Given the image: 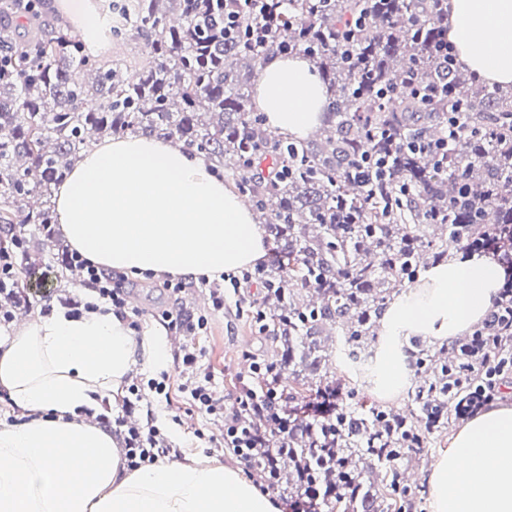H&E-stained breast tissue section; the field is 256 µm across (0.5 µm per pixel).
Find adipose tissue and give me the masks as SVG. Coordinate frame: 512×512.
I'll return each mask as SVG.
<instances>
[{
  "label": "adipose tissue",
  "instance_id": "obj_1",
  "mask_svg": "<svg viewBox=\"0 0 512 512\" xmlns=\"http://www.w3.org/2000/svg\"><path fill=\"white\" fill-rule=\"evenodd\" d=\"M461 65L512 86V0H448ZM325 88L309 60L265 57L256 103L295 138L320 124ZM59 231L98 268L215 278L261 261L266 240L250 206L195 152L156 137L118 138L83 153L56 194ZM499 263L459 257L431 266L382 317L384 345L404 336L448 343L487 315ZM35 315L0 338V392L26 413L0 427V512H277L236 470L198 456L129 470L112 432L81 417L114 401L136 369L168 366L169 336L132 335L109 304ZM432 512H512V402L465 422L428 480Z\"/></svg>",
  "mask_w": 512,
  "mask_h": 512
}]
</instances>
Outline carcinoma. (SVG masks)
Listing matches in <instances>:
<instances>
[{
  "label": "carcinoma",
  "instance_id": "1",
  "mask_svg": "<svg viewBox=\"0 0 512 512\" xmlns=\"http://www.w3.org/2000/svg\"><path fill=\"white\" fill-rule=\"evenodd\" d=\"M109 5L125 23L98 36L142 42L149 62L134 75L90 53L42 0H0V15L29 24L23 40L0 26V251L13 255L15 282L3 301L29 304L17 285L36 265L26 226L54 241V192L92 138L184 143L230 171L278 249L280 262L261 274L269 291L259 308L272 358L293 383L280 403L337 404L285 434L244 415L267 444L249 451L250 467L283 495L317 498L318 512H411L420 486L403 484L405 462L448 430L477 387L512 374L509 340L498 345V369L462 383L463 365L500 334L495 323L450 347L407 337L414 380L401 409L347 402L354 390L328 379L333 336L349 358L376 352L387 304L420 271L496 231L512 234V87L448 76L464 101L463 134L425 153L417 145L443 135L453 99L403 92L385 102L377 90L410 73L438 81L433 48L447 14L437 0H284L269 24L255 0ZM361 15L366 63L353 68L342 36ZM282 43L311 51L326 89V124L306 144L267 127L251 106L255 65ZM362 156L387 157L382 182L351 176ZM266 160L273 170L264 176Z\"/></svg>",
  "mask_w": 512,
  "mask_h": 512
}]
</instances>
